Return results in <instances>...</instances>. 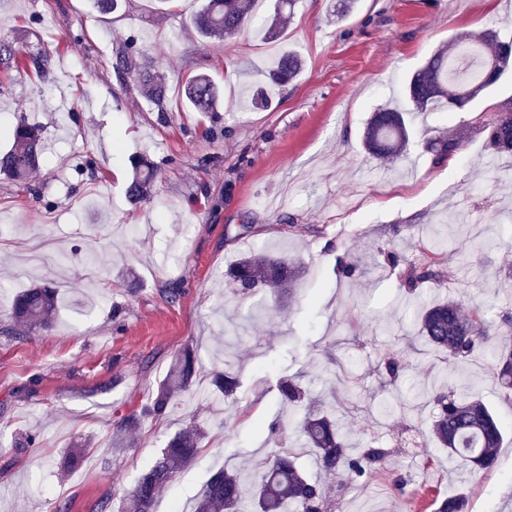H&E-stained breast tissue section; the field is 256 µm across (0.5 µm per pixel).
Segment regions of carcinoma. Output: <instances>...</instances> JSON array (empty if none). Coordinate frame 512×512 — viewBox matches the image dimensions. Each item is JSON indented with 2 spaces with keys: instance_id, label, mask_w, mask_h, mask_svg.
Segmentation results:
<instances>
[{
  "instance_id": "carcinoma-1",
  "label": "carcinoma",
  "mask_w": 512,
  "mask_h": 512,
  "mask_svg": "<svg viewBox=\"0 0 512 512\" xmlns=\"http://www.w3.org/2000/svg\"><path fill=\"white\" fill-rule=\"evenodd\" d=\"M270 25L267 37L279 36L277 24L285 15L294 12L299 0H271ZM254 0H202L194 23L205 40L230 38L243 30L250 20ZM495 62L489 70L486 61ZM48 64L45 54L25 55L8 35L0 36V72H44ZM126 50H116V68L130 75L153 100L165 98L166 87L154 61L144 56L127 68ZM303 63L294 51L283 52L270 74L271 84L256 82L246 88L245 106L264 109L272 101L270 85L282 86L295 79ZM512 69V37L502 39L495 31L457 37L448 47L438 49L403 86L409 107L402 108L390 100L379 105L364 132L366 149L380 156H404L410 150L412 128L408 115L413 112H435L444 105L464 110L477 97L497 84L501 76ZM182 92L187 102L199 112H212L220 102V91L204 74L186 79ZM506 102L499 117L484 124L486 147L490 159L512 155V111ZM11 148L0 154V174L13 180H23L39 163L41 152L37 128L21 122L12 131ZM467 142L461 131L442 132L427 141V150L438 160L460 153ZM136 174L128 186L132 201L146 200L147 188L156 171L147 163L135 164ZM421 254L418 262L402 263L393 251L385 252L389 266L399 269L400 287L415 301L411 315L425 341L448 353V362H466L479 350L485 351L492 362L494 377L504 393L505 401L512 400V348L497 342V337L512 331V313L498 311L494 305L464 309L457 299L429 303L422 299L423 287L433 284L445 287L446 275L441 252L436 245L419 240L415 245ZM301 275L300 262L287 255L254 250L240 258L229 270L228 277L242 294L259 288L277 297L291 291ZM60 305L57 288L51 283L29 288L19 293L11 306L12 318L28 329L52 326ZM196 376V359L186 349L175 356L167 376L160 383L156 396L143 410V415L159 417L179 404L191 390ZM212 383L226 396L237 389L236 378L217 371ZM281 401L293 405L303 398L299 385L288 379L279 385ZM411 402L423 396L432 398L435 408L430 433L434 441L448 449V456L460 457L480 470H489L497 460V450L503 443V433L497 417L476 396L459 397L453 389L442 390L429 382L415 383L409 389ZM140 418L125 416L117 421L112 432V448L125 447L128 435L136 429ZM300 433L318 454L323 470L340 473L353 483L368 470L382 467L390 450L373 442L358 457L348 454L345 435L336 422L318 409L303 419ZM208 432L196 421L168 438L153 465L139 476L125 495L120 512H154L160 491L176 473L193 461L205 447ZM244 480L237 472L220 470L208 480L193 505V512H239L243 499ZM434 512H468V497L464 494L434 501ZM326 512L327 501L323 487L303 477L296 466L291 449L281 448L264 462V474L254 500L255 512Z\"/></svg>"
}]
</instances>
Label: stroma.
I'll list each match as a JSON object with an SVG mask.
<instances>
[{
  "instance_id": "obj_1",
  "label": "stroma",
  "mask_w": 512,
  "mask_h": 512,
  "mask_svg": "<svg viewBox=\"0 0 512 512\" xmlns=\"http://www.w3.org/2000/svg\"><path fill=\"white\" fill-rule=\"evenodd\" d=\"M200 0H121L101 13L93 0H0V34L46 53L44 73H0V151L7 129L39 128L40 166L26 180L0 177V512H97L120 504L167 439L190 420L211 443L160 493L155 512H187L212 472L247 478L246 490L282 438L307 478L328 490L332 512H432L434 497L469 496L470 512H512V406L475 355L445 362L417 336L404 292L383 256L416 261L418 239L439 232L448 287L464 305L494 298L512 312V157L489 159L480 125L512 99V73L463 111L415 124L408 157H375L361 145L373 109L402 97L405 78L449 39L496 28L512 34V0H359L345 20L329 0H300L266 42L257 24L228 40L202 42ZM155 57L167 87L162 105L113 67V54ZM304 69L264 111L243 108L240 86L262 77L281 52ZM198 73L221 90L218 111L187 105L182 86ZM470 129L462 153L432 162L431 128ZM154 164L146 202L127 188L134 162ZM297 256L294 296L279 304L242 295L225 273L252 248ZM62 296L47 330L11 318L14 295L41 278ZM193 348L205 372L177 409L154 418V397L176 354ZM403 366L390 380L384 364ZM224 365L239 387L215 391ZM458 394L478 392L505 432L494 470L473 473L431 440L430 407L385 416L411 380ZM296 380L306 405L331 413L350 455L377 440L393 453L356 484L321 470L296 422L305 407L281 402ZM141 423L123 451L110 447L120 417ZM279 424L271 435V424ZM36 432L35 447H13ZM91 440L83 465L62 458ZM404 478V490L394 482Z\"/></svg>"
}]
</instances>
